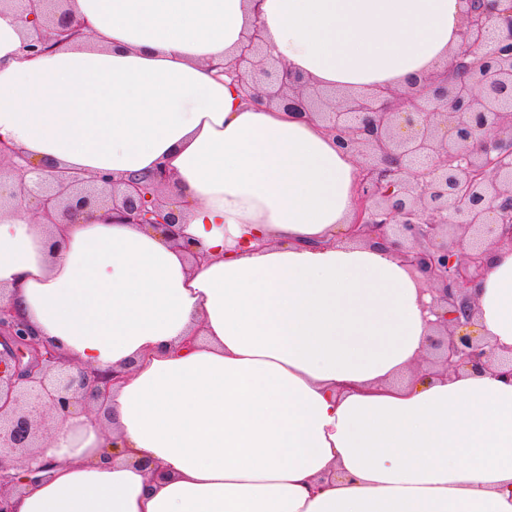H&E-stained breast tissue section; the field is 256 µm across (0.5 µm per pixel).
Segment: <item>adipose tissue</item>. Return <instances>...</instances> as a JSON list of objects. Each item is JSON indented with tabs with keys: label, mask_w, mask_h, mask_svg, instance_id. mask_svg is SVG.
<instances>
[{
	"label": "adipose tissue",
	"mask_w": 512,
	"mask_h": 512,
	"mask_svg": "<svg viewBox=\"0 0 512 512\" xmlns=\"http://www.w3.org/2000/svg\"><path fill=\"white\" fill-rule=\"evenodd\" d=\"M69 4L92 39L37 57L0 8V147L84 177L165 167L209 259L101 212L0 206V301L66 362L125 372L10 460L14 512H512V382L422 368L426 282L395 238L348 235L357 156L220 69L257 22L320 85L401 88L458 50L461 0ZM467 296L465 333L512 349V245Z\"/></svg>",
	"instance_id": "1"
}]
</instances>
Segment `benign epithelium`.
<instances>
[{"label": "benign epithelium", "instance_id": "1", "mask_svg": "<svg viewBox=\"0 0 512 512\" xmlns=\"http://www.w3.org/2000/svg\"><path fill=\"white\" fill-rule=\"evenodd\" d=\"M20 21L38 31L24 45L30 56L71 42L67 34L92 35L91 26L64 8L65 0H17ZM461 51L492 44L481 61L451 78L425 77L400 91L335 93L318 88L264 51L254 26L239 55L224 68L242 87L297 118L321 121L344 149L360 158L359 198L352 222L360 239L387 231L407 248L404 257L429 284L436 341L432 366L457 372L486 367L488 343L457 328L474 308L466 296L488 250L512 242V0L492 13L487 0H464ZM404 123L407 133L396 132ZM0 166V202L20 198L63 215L106 209L127 224L149 227L172 241L181 238L180 217L161 190L163 167L151 174L89 180L20 153ZM494 356V355H492ZM498 376L512 379V351L494 356ZM102 388H89L90 374L66 365L52 344L42 343L8 305L0 304V512H13L4 462L42 447L44 410L66 417L76 406L104 405L109 385L122 378L96 373Z\"/></svg>", "mask_w": 512, "mask_h": 512}]
</instances>
